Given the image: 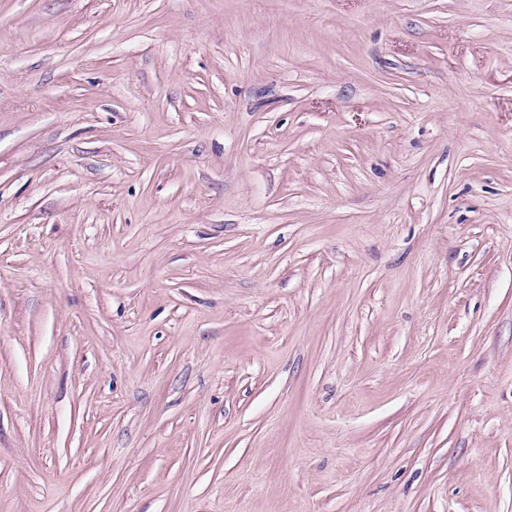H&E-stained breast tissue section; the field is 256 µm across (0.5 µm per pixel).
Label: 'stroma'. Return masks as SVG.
Instances as JSON below:
<instances>
[{
  "label": "stroma",
  "instance_id": "35a3bbf8",
  "mask_svg": "<svg viewBox=\"0 0 512 512\" xmlns=\"http://www.w3.org/2000/svg\"><path fill=\"white\" fill-rule=\"evenodd\" d=\"M0 512H512V0H0Z\"/></svg>",
  "mask_w": 512,
  "mask_h": 512
}]
</instances>
